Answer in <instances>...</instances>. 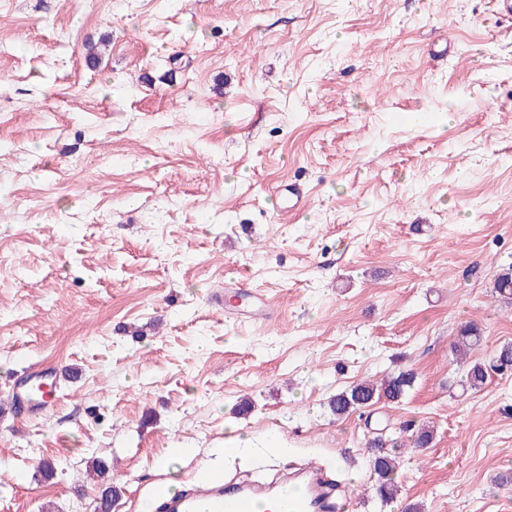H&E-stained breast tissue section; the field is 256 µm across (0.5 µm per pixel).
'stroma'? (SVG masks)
<instances>
[{"label": "stroma", "instance_id": "35a3bbf8", "mask_svg": "<svg viewBox=\"0 0 512 512\" xmlns=\"http://www.w3.org/2000/svg\"><path fill=\"white\" fill-rule=\"evenodd\" d=\"M511 267L493 0H0V512H94L92 456L112 512L310 462L354 512H512V373L468 389L452 349L468 322L469 361L512 344ZM50 367L53 400L16 412ZM398 371L402 402L331 412ZM234 431L279 449L233 469ZM378 441L402 444L390 502ZM481 337L480 329L476 324L469 323L464 325L460 328L458 336H456L454 343L455 354L465 362L468 351L479 344ZM91 468L102 487L97 511L110 512L113 499H116L121 492L120 488L112 483V467L106 460L96 458L91 461Z\"/></svg>", "mask_w": 512, "mask_h": 512}]
</instances>
